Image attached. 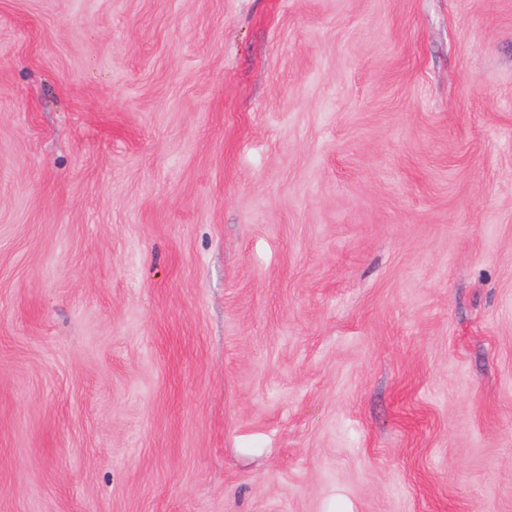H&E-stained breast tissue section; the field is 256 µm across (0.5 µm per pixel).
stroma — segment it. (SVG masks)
<instances>
[{"label":"stroma","mask_w":512,"mask_h":512,"mask_svg":"<svg viewBox=\"0 0 512 512\" xmlns=\"http://www.w3.org/2000/svg\"><path fill=\"white\" fill-rule=\"evenodd\" d=\"M0 512H512V0H0Z\"/></svg>","instance_id":"35a3bbf8"}]
</instances>
